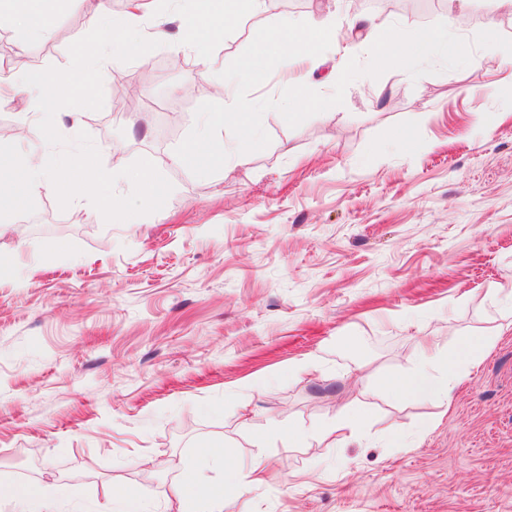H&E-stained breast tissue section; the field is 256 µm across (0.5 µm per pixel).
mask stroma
Wrapping results in <instances>:
<instances>
[{
    "mask_svg": "<svg viewBox=\"0 0 512 512\" xmlns=\"http://www.w3.org/2000/svg\"><path fill=\"white\" fill-rule=\"evenodd\" d=\"M87 0H57L52 34L0 22V59L70 64ZM371 27L413 30L459 15L470 40L512 14L493 0H370ZM348 0H265L208 48L229 64L263 25L325 20L345 30ZM343 41L278 65L259 100L311 76L333 91ZM412 78L362 76L342 105L289 127L274 110L270 145L210 175L171 164L203 112L224 103L198 79L195 53L152 41L112 75L141 67L157 91L137 112L74 108L58 127L87 132L103 165L151 160L173 190L159 211L105 222L85 199L60 209L34 193L0 236V481L42 482L61 512H113L129 488L165 512L170 486L201 444L235 457L264 449L259 486L224 512H512V69L483 65ZM179 57L183 66H171ZM194 84L190 98L173 88ZM489 337L449 399L394 400L381 378L405 372L423 340L444 351ZM369 421L347 441L320 436L337 412ZM307 433L292 448L273 423Z\"/></svg>",
    "mask_w": 512,
    "mask_h": 512,
    "instance_id": "1",
    "label": "stroma"
}]
</instances>
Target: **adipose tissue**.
<instances>
[{
    "label": "adipose tissue",
    "instance_id": "obj_1",
    "mask_svg": "<svg viewBox=\"0 0 512 512\" xmlns=\"http://www.w3.org/2000/svg\"><path fill=\"white\" fill-rule=\"evenodd\" d=\"M262 0H203L188 13L169 12L156 15L152 38L171 44L177 49L195 48L196 37L207 34L219 35L225 23L241 22L245 10H258ZM53 0H0V18L18 15L19 24L34 38L44 40L51 35L50 12ZM146 0H127L126 10L112 15L102 0H92L87 14V32L90 37L109 33L110 39L97 52L92 63L94 78H105L116 55L131 48L134 36L143 26L147 13ZM233 82L225 81L217 86L219 98L224 101L220 112L204 115V132L189 140L171 155L178 166L197 170H214L225 162L242 160V152L226 146L217 139L216 131L227 124L236 125L242 138H249L254 131L252 107L237 101L233 94ZM476 341H469L455 353H443L436 343L421 346L413 368L404 374L383 378L379 390L393 398L413 397L432 399L450 397L462 365L476 361ZM268 463L262 452L252 453L246 466H228L224 469V482L220 485L206 483L199 465L187 467L179 481L170 489L177 512H224V491L258 481ZM0 496L8 498L15 512H59L58 499L40 486L30 484H0Z\"/></svg>",
    "mask_w": 512,
    "mask_h": 512
}]
</instances>
